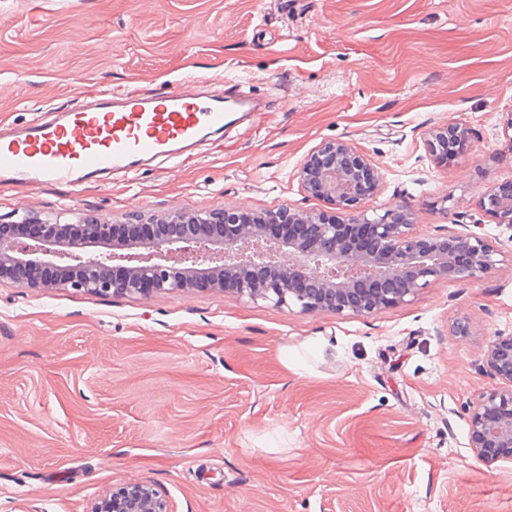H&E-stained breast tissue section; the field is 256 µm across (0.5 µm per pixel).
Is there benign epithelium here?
Returning <instances> with one entry per match:
<instances>
[{"label": "benign epithelium", "mask_w": 512, "mask_h": 512, "mask_svg": "<svg viewBox=\"0 0 512 512\" xmlns=\"http://www.w3.org/2000/svg\"><path fill=\"white\" fill-rule=\"evenodd\" d=\"M455 137L467 139V129L433 130L429 151L447 159ZM298 178L307 196L330 201L335 211H171L151 236L127 224L123 239L115 238L118 225L95 214L71 226L32 214L0 218V284L134 299L230 284L280 309L369 316L432 281H475L499 264L498 249L475 231L417 235L398 208L373 218L361 212L381 190V176L369 156L343 141L321 144ZM479 206L512 226V180L489 187ZM485 362L506 389L484 396L471 414L468 445L479 459L488 448H512V334L496 337ZM90 512L171 510L155 488L135 483L104 494Z\"/></svg>", "instance_id": "1"}]
</instances>
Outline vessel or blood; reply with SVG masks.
<instances>
[{"instance_id":"b4317fda","label":"vessel or blood","mask_w":512,"mask_h":512,"mask_svg":"<svg viewBox=\"0 0 512 512\" xmlns=\"http://www.w3.org/2000/svg\"><path fill=\"white\" fill-rule=\"evenodd\" d=\"M259 109L252 98L203 95L189 78L156 95L104 94L57 121L1 134L0 184L77 188L111 173L127 177L159 158H189L198 143Z\"/></svg>"}]
</instances>
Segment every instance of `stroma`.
Returning <instances> with one entry per match:
<instances>
[{
    "instance_id": "35a3bbf8",
    "label": "stroma",
    "mask_w": 512,
    "mask_h": 512,
    "mask_svg": "<svg viewBox=\"0 0 512 512\" xmlns=\"http://www.w3.org/2000/svg\"><path fill=\"white\" fill-rule=\"evenodd\" d=\"M188 76L266 109L129 179L1 185L0 216L322 211L297 172L336 139L382 176L367 215L403 209L418 235L478 221L500 262L367 317L2 284L0 512H88L134 483L172 512H512V460L467 446L502 388L484 354L512 333V228L478 206L512 179V0H0V129ZM450 124L469 139L435 159ZM466 128L458 125H448L439 127L432 131L431 138L428 140L429 151L437 158L447 160L448 142L450 139L459 137L464 140L468 138Z\"/></svg>"
}]
</instances>
